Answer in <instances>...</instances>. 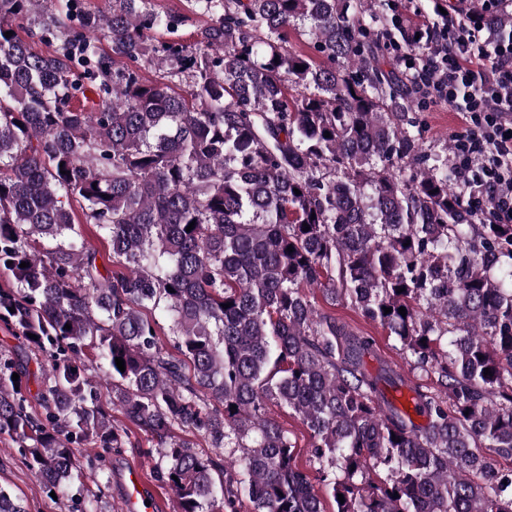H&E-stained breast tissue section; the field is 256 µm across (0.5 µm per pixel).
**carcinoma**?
<instances>
[{
	"label": "carcinoma",
	"instance_id": "carcinoma-1",
	"mask_svg": "<svg viewBox=\"0 0 512 512\" xmlns=\"http://www.w3.org/2000/svg\"><path fill=\"white\" fill-rule=\"evenodd\" d=\"M190 2L208 21L188 46V17L150 0L103 15L65 0L43 55L4 33L46 0H0V322L48 363L36 418L0 356V438L58 497L81 469L72 444L123 448L135 427L176 512H324L275 402L310 433L335 512H512L495 465L512 459V224L464 203L409 120L421 77L380 65L400 20L381 0ZM488 22L512 36V13ZM318 291L388 330L413 378ZM178 430L231 452L204 457ZM0 512L26 509L0 487Z\"/></svg>",
	"mask_w": 512,
	"mask_h": 512
}]
</instances>
